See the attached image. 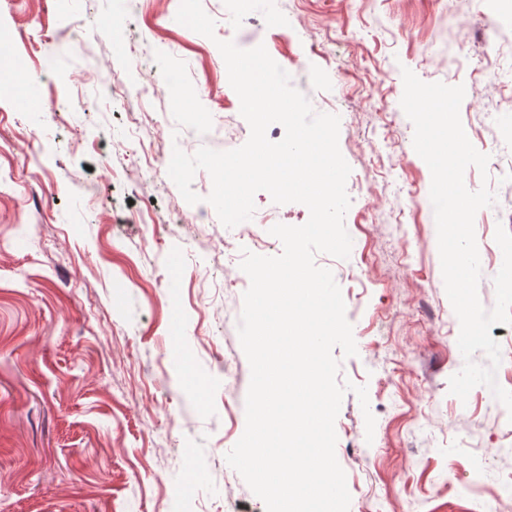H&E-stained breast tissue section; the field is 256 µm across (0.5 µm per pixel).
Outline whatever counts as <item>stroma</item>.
<instances>
[{
    "label": "stroma",
    "mask_w": 512,
    "mask_h": 512,
    "mask_svg": "<svg viewBox=\"0 0 512 512\" xmlns=\"http://www.w3.org/2000/svg\"><path fill=\"white\" fill-rule=\"evenodd\" d=\"M0 22L18 30L16 53L31 55L28 91L72 96L65 65L82 62L139 84L152 66L178 58L200 84L195 109L216 122L209 148L243 145L250 128L224 81L215 41L178 26L151 28L147 12L173 0H93L99 21L119 37L86 29L82 46L51 0H15ZM304 24L301 41L280 30L278 56L295 88L340 118L339 148L351 167L345 227L348 258L315 256L339 285L358 354L340 359V380L366 387L376 419L365 440L359 399L346 392L335 424L336 458L351 495L349 512H469L475 485L494 495L493 474L512 473V427L490 390L473 388L467 418L445 426L459 403L460 327L447 297L438 241L429 221L431 172L413 148L400 101L403 69L424 82L464 85L460 117L487 174L468 167L469 190L489 185L499 199L479 210L474 228L482 261L478 285L496 302L495 232L512 200V0H278ZM85 111L44 113L32 129L19 99L0 100V512H266L226 453L245 415L222 404L245 401L250 366L238 335L244 287L221 272L239 267V238L205 202L187 204L174 183L159 187L141 171L140 148L112 133L128 113L172 114L167 96L145 93L126 108L84 94ZM188 211L204 232L188 238L169 222ZM165 224L142 241L136 216ZM257 248V247H254ZM281 254V241L257 248ZM224 340L228 370L198 348L196 326ZM221 389L188 397L194 378L169 357L170 332ZM458 469H449V461Z\"/></svg>",
    "instance_id": "obj_1"
}]
</instances>
